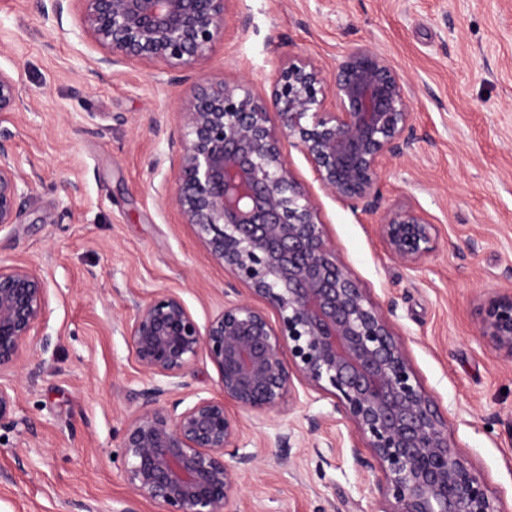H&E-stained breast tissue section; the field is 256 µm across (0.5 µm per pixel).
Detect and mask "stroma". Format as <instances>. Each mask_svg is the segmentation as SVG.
Here are the masks:
<instances>
[{
    "mask_svg": "<svg viewBox=\"0 0 512 512\" xmlns=\"http://www.w3.org/2000/svg\"><path fill=\"white\" fill-rule=\"evenodd\" d=\"M77 21L75 0L59 16L0 0V69L22 85L0 127L32 177L27 219L0 232V262L37 264L48 282L46 323L10 376L0 512H160L132 500L116 457L145 385L125 328L157 289L206 322L233 281L161 198L181 104L215 79L269 94L281 62L332 68L354 45L406 81L414 153L390 161L374 213L323 190L292 147L291 170L338 261L389 318L449 441L512 512V356L480 334L487 299L512 290V0H231L223 39L188 73L95 72ZM405 206L437 229L423 272L391 259L377 233L381 212ZM236 415L240 451L253 457L236 467L242 512H384L360 463L370 451L353 458L331 396L301 385L278 413Z\"/></svg>",
    "mask_w": 512,
    "mask_h": 512,
    "instance_id": "obj_1",
    "label": "stroma"
}]
</instances>
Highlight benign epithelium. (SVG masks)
Listing matches in <instances>:
<instances>
[{"label":"benign epithelium","mask_w":512,"mask_h":512,"mask_svg":"<svg viewBox=\"0 0 512 512\" xmlns=\"http://www.w3.org/2000/svg\"><path fill=\"white\" fill-rule=\"evenodd\" d=\"M79 30L99 50L96 69H193L224 37L230 0H76ZM18 80L0 70V115L16 110ZM406 82L382 53L349 48L332 71L299 58L279 66L267 100L243 84L210 81L182 105L178 165L165 202L211 255L271 309L224 303L205 324L170 289L137 306L126 338L151 385L119 444L134 500L162 512H239L243 427L230 407L269 414L295 383L334 398L387 504L384 512H500L477 473L448 442L447 424L402 342L358 279L336 258L318 207L292 174L297 148L320 186L353 209L376 210L384 163L413 145ZM32 182L0 143V232L25 219ZM388 256L421 269L436 228L412 207L378 222ZM47 281L34 264L0 263V379L46 320ZM481 335L512 356V292L491 297ZM222 395L180 398L200 355ZM14 388L0 382V425Z\"/></svg>","instance_id":"1"}]
</instances>
